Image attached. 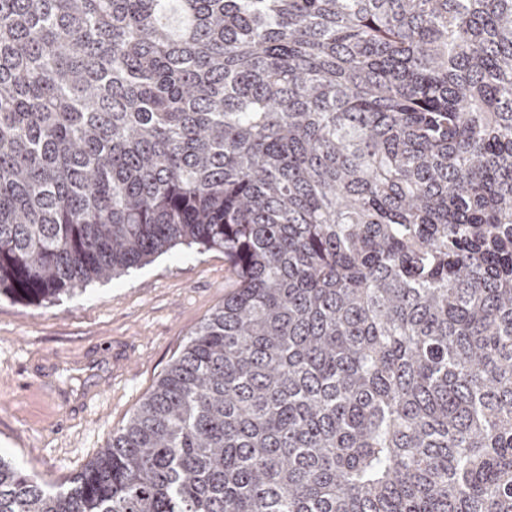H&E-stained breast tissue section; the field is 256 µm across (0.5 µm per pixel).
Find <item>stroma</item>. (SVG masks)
Listing matches in <instances>:
<instances>
[{"label":"stroma","instance_id":"stroma-1","mask_svg":"<svg viewBox=\"0 0 512 512\" xmlns=\"http://www.w3.org/2000/svg\"><path fill=\"white\" fill-rule=\"evenodd\" d=\"M235 287L222 251L179 246L51 303L0 297V456L83 471Z\"/></svg>","mask_w":512,"mask_h":512}]
</instances>
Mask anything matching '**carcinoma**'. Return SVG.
<instances>
[{"label":"carcinoma","instance_id":"1","mask_svg":"<svg viewBox=\"0 0 512 512\" xmlns=\"http://www.w3.org/2000/svg\"><path fill=\"white\" fill-rule=\"evenodd\" d=\"M177 245L237 288L0 512H512V0H0V296Z\"/></svg>","mask_w":512,"mask_h":512}]
</instances>
